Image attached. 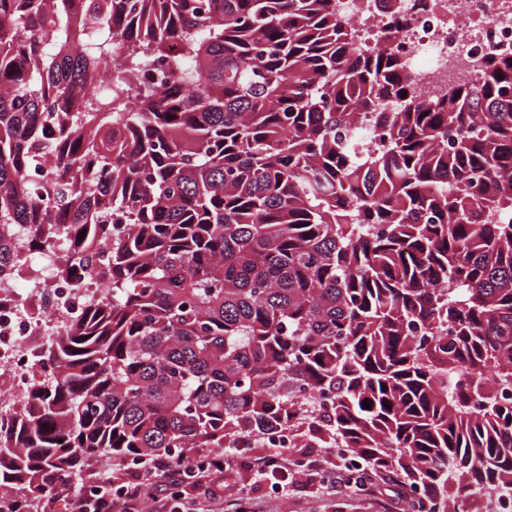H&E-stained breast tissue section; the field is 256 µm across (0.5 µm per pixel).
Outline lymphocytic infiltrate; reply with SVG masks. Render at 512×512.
<instances>
[{"label":"lymphocytic infiltrate","mask_w":512,"mask_h":512,"mask_svg":"<svg viewBox=\"0 0 512 512\" xmlns=\"http://www.w3.org/2000/svg\"><path fill=\"white\" fill-rule=\"evenodd\" d=\"M229 459V452L222 448L207 450L204 460L188 465L154 458L128 477L99 479L94 488L75 495L70 494L67 485H58L51 495L43 497L42 507L44 512H53L56 498L64 496L69 512H112L117 503L122 506L121 512H139L147 496L155 504L154 512H177L175 502L181 499L183 487L190 486L200 491L191 502L190 512H243V489L224 484Z\"/></svg>","instance_id":"f902f5d3"}]
</instances>
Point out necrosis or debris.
Segmentation results:
<instances>
[{
    "label": "necrosis or debris",
    "mask_w": 512,
    "mask_h": 512,
    "mask_svg": "<svg viewBox=\"0 0 512 512\" xmlns=\"http://www.w3.org/2000/svg\"><path fill=\"white\" fill-rule=\"evenodd\" d=\"M404 34L391 38L384 0H336V12L352 25L354 41L385 46L403 60L417 95L429 99L474 81L493 49L512 50V0H398ZM110 249L100 245L92 277L63 275L57 244L38 256L22 252L10 275L0 278V427L20 410L34 374L52 375L56 366L43 352L56 334L88 306L103 300L101 280ZM25 282L26 293L16 285Z\"/></svg>",
    "instance_id": "1"
}]
</instances>
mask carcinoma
Segmentation results:
<instances>
[{"label": "carcinoma", "instance_id": "cac0c4a2", "mask_svg": "<svg viewBox=\"0 0 512 512\" xmlns=\"http://www.w3.org/2000/svg\"><path fill=\"white\" fill-rule=\"evenodd\" d=\"M44 2L0 0V272L30 224L90 273L102 193L130 230L0 433V490L294 421L410 512L512 490V52L420 101L335 0Z\"/></svg>", "mask_w": 512, "mask_h": 512}]
</instances>
